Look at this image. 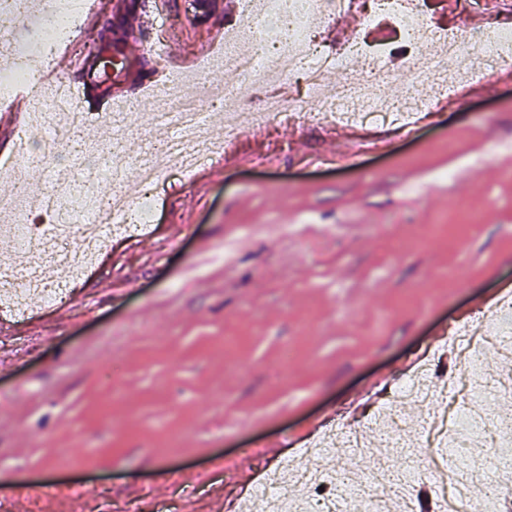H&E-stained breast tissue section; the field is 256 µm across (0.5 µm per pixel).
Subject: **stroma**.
I'll return each instance as SVG.
<instances>
[{
    "label": "stroma",
    "instance_id": "1",
    "mask_svg": "<svg viewBox=\"0 0 512 512\" xmlns=\"http://www.w3.org/2000/svg\"><path fill=\"white\" fill-rule=\"evenodd\" d=\"M100 3L74 80L95 86L83 49L102 35L127 75L165 66L176 94L229 79L203 61L239 0H167L149 58L146 0ZM471 81L465 105L352 147L311 124L241 133L226 161L166 179L152 228L113 241L70 304L30 299L0 336V512H224L327 413L363 425L428 361L435 392L463 374L445 331L512 285V80ZM76 156L18 164L0 199L61 170L111 192Z\"/></svg>",
    "mask_w": 512,
    "mask_h": 512
}]
</instances>
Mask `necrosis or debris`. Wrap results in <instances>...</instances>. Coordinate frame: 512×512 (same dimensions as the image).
I'll return each mask as SVG.
<instances>
[{
	"label": "necrosis or debris",
	"mask_w": 512,
	"mask_h": 512,
	"mask_svg": "<svg viewBox=\"0 0 512 512\" xmlns=\"http://www.w3.org/2000/svg\"><path fill=\"white\" fill-rule=\"evenodd\" d=\"M262 31L251 24L224 33L229 53L226 67L233 89L212 91L222 101L224 122L231 136L243 129L257 131L281 123L293 112L270 88L271 80L298 77L312 102L311 118L333 128L366 125L381 118L409 127L422 113L439 111L444 101L462 103L463 85L447 86L442 76L464 78L476 72L494 73L512 67V27L489 24L479 30L429 29L420 0H257ZM355 6L363 24L387 19L397 30L399 45L342 41L326 50L314 42L316 27L341 17ZM86 0H0V101H9L17 87L43 84L44 72L30 68L32 60L53 63L72 43L86 9ZM162 110L175 112L181 136L159 147L157 161L141 162L134 179L139 190L127 199L121 167H113V199L125 200L120 216L112 201L93 202L81 210L71 200L79 184L54 186L48 199L50 225L19 222L12 229L9 267L23 266L32 251L43 265L37 273V293L44 306L66 302L92 268L101 266L113 236L151 227L154 201L162 173L187 175L217 159L213 146L197 133L202 101L176 96L160 99ZM512 336V295H497L487 313H480L448 330L469 369L467 395L449 405L447 397L424 386L425 371L392 381L388 399L366 425L350 428L336 423L306 445V455L332 453V466H314L295 456L284 457L266 470L257 492L267 512H343L346 503L365 504L368 512H414L417 484L436 481L442 489L440 512H456L463 500L480 496L488 512H502V489L512 486V382L496 378L484 362L490 337ZM419 394L428 415L415 423L405 415L404 400ZM403 451L404 464L392 470L385 455H368L371 442Z\"/></svg>",
	"instance_id": "1"
}]
</instances>
